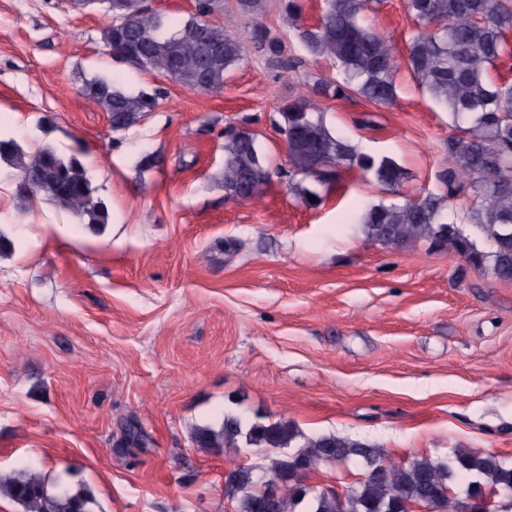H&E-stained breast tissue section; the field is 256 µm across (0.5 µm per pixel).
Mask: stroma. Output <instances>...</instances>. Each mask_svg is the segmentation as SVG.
Here are the masks:
<instances>
[{
	"label": "stroma",
	"mask_w": 512,
	"mask_h": 512,
	"mask_svg": "<svg viewBox=\"0 0 512 512\" xmlns=\"http://www.w3.org/2000/svg\"><path fill=\"white\" fill-rule=\"evenodd\" d=\"M109 21L100 4L0 0V136L28 156L79 153L109 211L93 233L45 195L19 207V173L0 163L14 243L0 257V473L85 484L94 512H233L224 473L258 455L192 440L227 413L367 440L399 463L464 446L512 466V282L449 251L370 243L357 222L445 189L451 119L407 67L394 106L324 104L334 133L404 167L398 194L352 170L307 207L276 108L335 67L291 72L248 42L222 90L194 91L106 54ZM365 21L405 58V0H372ZM98 78L159 104L114 133L83 94ZM241 127L269 162L258 204L221 183L224 135ZM148 153L164 163L144 172ZM128 422L148 439L130 455L116 449Z\"/></svg>",
	"instance_id": "stroma-1"
}]
</instances>
